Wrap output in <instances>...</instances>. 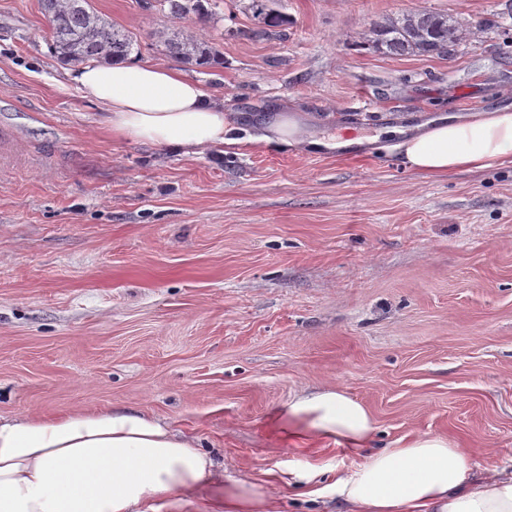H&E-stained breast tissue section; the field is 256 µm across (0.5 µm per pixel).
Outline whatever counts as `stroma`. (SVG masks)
Wrapping results in <instances>:
<instances>
[{
	"label": "stroma",
	"instance_id": "35a3bbf8",
	"mask_svg": "<svg viewBox=\"0 0 512 512\" xmlns=\"http://www.w3.org/2000/svg\"><path fill=\"white\" fill-rule=\"evenodd\" d=\"M170 17L159 0H91L135 58L209 88L238 119L223 150L113 139L47 41L39 0H0V416L134 408L197 439L225 476L360 456L296 448L267 420L335 386L373 413L374 448L443 435L473 474L512 464V159L440 177L407 168L399 128L512 105V0H281L263 35L248 0ZM467 24L451 54L365 44L385 15ZM186 28L223 57L170 56ZM311 115L357 155L256 141L255 117Z\"/></svg>",
	"mask_w": 512,
	"mask_h": 512
}]
</instances>
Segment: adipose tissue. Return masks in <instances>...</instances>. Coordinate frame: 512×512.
Instances as JSON below:
<instances>
[{"label": "adipose tissue", "instance_id": "ef3b65f1", "mask_svg": "<svg viewBox=\"0 0 512 512\" xmlns=\"http://www.w3.org/2000/svg\"><path fill=\"white\" fill-rule=\"evenodd\" d=\"M71 80L118 140L196 155L223 147L233 129L201 82L146 60L90 63ZM260 131L261 141L278 146L347 145L336 136L313 138L292 112L268 117ZM396 150L409 168L430 175L495 167L512 158V108L422 124ZM272 426L287 441L365 452L333 483L346 512H512V474L490 465L471 481L467 454L444 436L420 434L371 451L372 413L337 388L295 396ZM184 492L206 502L208 512H278L275 496L256 494L244 481L225 482L220 464L195 439L142 411L0 419V512H156V497Z\"/></svg>", "mask_w": 512, "mask_h": 512}]
</instances>
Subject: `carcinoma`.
I'll return each mask as SVG.
<instances>
[{
	"label": "carcinoma",
	"instance_id": "1",
	"mask_svg": "<svg viewBox=\"0 0 512 512\" xmlns=\"http://www.w3.org/2000/svg\"><path fill=\"white\" fill-rule=\"evenodd\" d=\"M49 21L53 54L67 64L95 60L105 64L124 61L132 53L135 40L130 33L100 16L90 0H40ZM175 19L209 12L205 0H161ZM248 8L263 18L267 29H284L288 14L278 8V0H250ZM467 27L445 14L417 10L389 16L373 25L368 46L390 55L451 53L466 37ZM164 45L173 57L198 66L220 63L216 49L186 29L161 32Z\"/></svg>",
	"mask_w": 512,
	"mask_h": 512
}]
</instances>
